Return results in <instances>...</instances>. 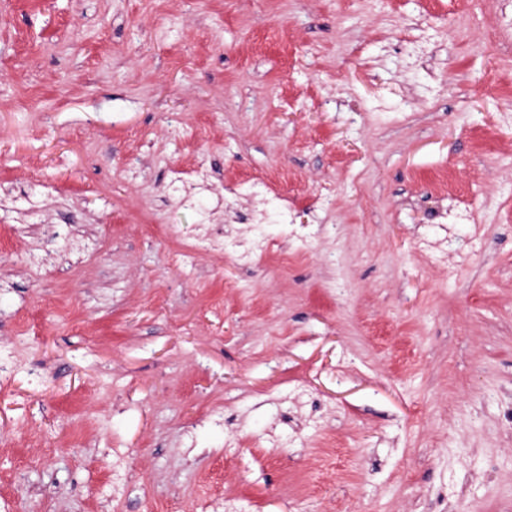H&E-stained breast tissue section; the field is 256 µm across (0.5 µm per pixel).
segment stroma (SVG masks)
Wrapping results in <instances>:
<instances>
[{
    "mask_svg": "<svg viewBox=\"0 0 512 512\" xmlns=\"http://www.w3.org/2000/svg\"><path fill=\"white\" fill-rule=\"evenodd\" d=\"M0 359V512H512V0H0ZM452 217L453 222H448ZM474 218L467 209H459L453 215L445 212H437L431 226L430 237L419 241V249L431 255L438 262L448 259V247L456 238L455 233L448 232L447 224H472ZM270 240L261 232H254L250 247L243 252L235 249L233 242L223 238L203 235L196 242L186 246L185 257L192 259L199 253L232 252L241 265L256 263L268 250Z\"/></svg>",
    "mask_w": 512,
    "mask_h": 512,
    "instance_id": "obj_1",
    "label": "stroma"
}]
</instances>
